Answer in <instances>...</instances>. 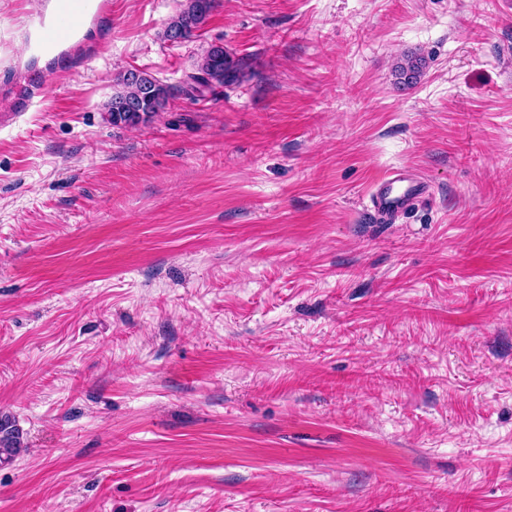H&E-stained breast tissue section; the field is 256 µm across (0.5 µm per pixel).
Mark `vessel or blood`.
I'll list each match as a JSON object with an SVG mask.
<instances>
[{
  "instance_id": "1",
  "label": "vessel or blood",
  "mask_w": 512,
  "mask_h": 512,
  "mask_svg": "<svg viewBox=\"0 0 512 512\" xmlns=\"http://www.w3.org/2000/svg\"><path fill=\"white\" fill-rule=\"evenodd\" d=\"M111 12L112 0H55L50 13L35 19L37 38L30 49L55 59L64 56L83 42L86 25L99 22ZM40 93V88L31 86L17 94L14 110L0 114V127L19 121ZM430 194V186L419 175L393 168L374 182L368 213L373 222L388 224L412 211Z\"/></svg>"
}]
</instances>
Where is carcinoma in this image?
<instances>
[{
  "mask_svg": "<svg viewBox=\"0 0 512 512\" xmlns=\"http://www.w3.org/2000/svg\"><path fill=\"white\" fill-rule=\"evenodd\" d=\"M215 7V0H183L179 11L171 18L166 30L182 31V40L195 36ZM247 62L236 57L222 46H211L201 57L198 72L188 76L187 84L195 92H203L213 87H222L238 80ZM425 59L416 54L405 55L396 67L400 82L411 86L420 77ZM120 86L105 109L109 112L112 125L134 127L151 120L162 111L170 98V88L158 79L142 72L140 80L128 82L127 74L117 78ZM134 98L139 102L140 112L130 113L115 110L117 98ZM21 450L19 430L9 417L0 416V463L9 462Z\"/></svg>",
  "mask_w": 512,
  "mask_h": 512,
  "instance_id": "carcinoma-1",
  "label": "carcinoma"
}]
</instances>
